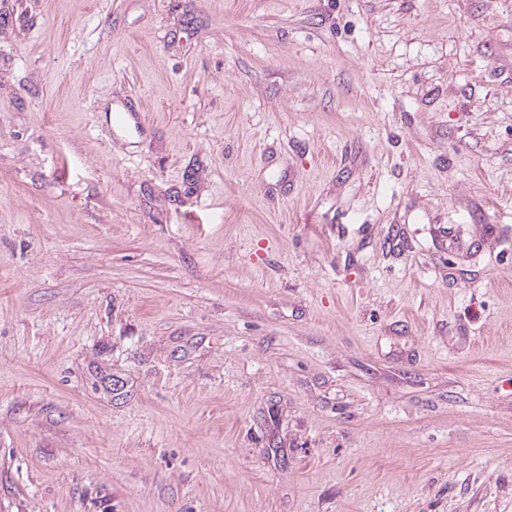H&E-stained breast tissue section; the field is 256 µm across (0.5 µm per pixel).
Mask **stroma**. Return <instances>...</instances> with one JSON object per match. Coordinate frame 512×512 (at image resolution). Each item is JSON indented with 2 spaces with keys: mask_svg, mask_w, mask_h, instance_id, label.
<instances>
[{
  "mask_svg": "<svg viewBox=\"0 0 512 512\" xmlns=\"http://www.w3.org/2000/svg\"><path fill=\"white\" fill-rule=\"evenodd\" d=\"M0 512H512V0H0Z\"/></svg>",
  "mask_w": 512,
  "mask_h": 512,
  "instance_id": "35a3bbf8",
  "label": "stroma"
}]
</instances>
